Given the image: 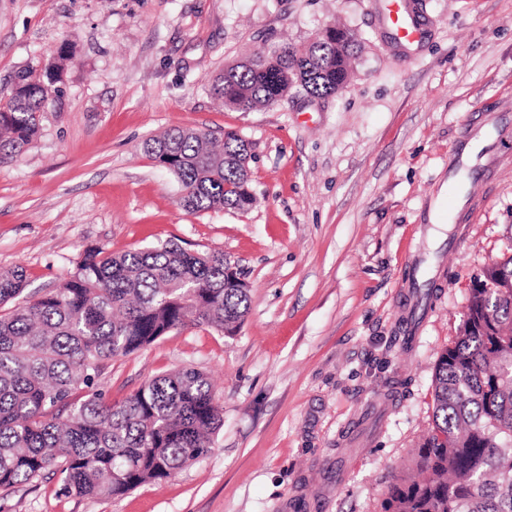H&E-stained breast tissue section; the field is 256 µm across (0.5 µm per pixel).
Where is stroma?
<instances>
[{
	"instance_id": "35a3bbf8",
	"label": "stroma",
	"mask_w": 512,
	"mask_h": 512,
	"mask_svg": "<svg viewBox=\"0 0 512 512\" xmlns=\"http://www.w3.org/2000/svg\"><path fill=\"white\" fill-rule=\"evenodd\" d=\"M403 6L420 42L395 40L390 0H0V85L63 65L36 140L0 162V271L23 268L34 299L87 249L172 241L224 253L251 295L234 333L172 330L98 379L119 401L207 374L224 426L205 457L115 498L61 494L47 472L0 490V512H382L433 426L434 366L474 282L512 257V0ZM334 25L359 43L338 93L252 112L212 98L242 56ZM500 115L464 169L495 161L484 208L439 217L454 146ZM172 127L247 140L256 205L184 212L143 150ZM418 276L430 315L407 348Z\"/></svg>"
}]
</instances>
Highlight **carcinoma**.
I'll list each match as a JSON object with an SVG mask.
<instances>
[{
    "mask_svg": "<svg viewBox=\"0 0 512 512\" xmlns=\"http://www.w3.org/2000/svg\"><path fill=\"white\" fill-rule=\"evenodd\" d=\"M356 45L349 30L327 28L303 50L281 43L225 67L210 92L241 112L291 91L329 96L345 87ZM61 81L52 64L39 79L20 72L0 88V161L33 143ZM144 151L176 177L188 213L256 203L249 145L235 131L219 142L173 128ZM229 264L222 252L175 243L88 249L59 287L24 301L23 269L0 271V305L14 303L0 312V489L53 471L65 494L119 497L206 456L224 424L206 374H160L120 402L96 380L108 361L173 329L240 324L251 300L245 282L226 281ZM433 416L415 459L424 477L391 485L384 512H512V258L471 288L460 336L435 364Z\"/></svg>",
    "mask_w": 512,
    "mask_h": 512,
    "instance_id": "cac0c4a2",
    "label": "carcinoma"
}]
</instances>
